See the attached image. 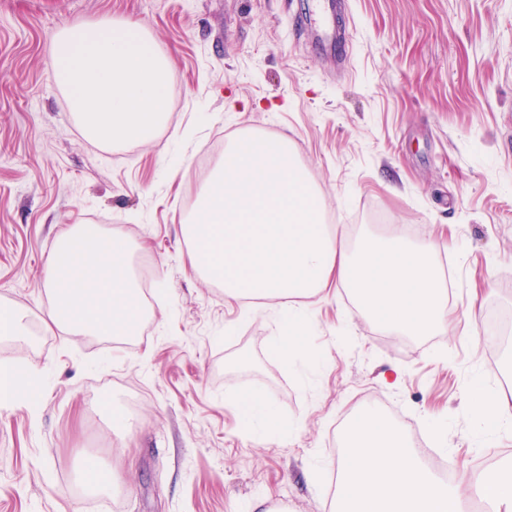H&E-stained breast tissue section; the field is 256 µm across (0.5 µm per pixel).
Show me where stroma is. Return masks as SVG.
Instances as JSON below:
<instances>
[{"instance_id":"obj_1","label":"stroma","mask_w":512,"mask_h":512,"mask_svg":"<svg viewBox=\"0 0 512 512\" xmlns=\"http://www.w3.org/2000/svg\"><path fill=\"white\" fill-rule=\"evenodd\" d=\"M337 69L294 33L313 0H0V306L29 313L0 364L39 372L32 402H0V512H322L350 421L377 408L405 437L446 427L458 472L512 466V431L486 447L466 404L506 353L485 329L512 313V0H336ZM143 25L171 65L170 109L148 144L89 137L48 61L61 26ZM284 138L351 244L397 229L456 262L449 329L403 336L344 286L308 299L317 365L271 346L274 309L243 315L190 265L185 203L221 139ZM119 226L151 270L148 329L129 338L45 330L46 266L63 227ZM481 288L474 316L465 307ZM479 336L473 346L471 336ZM261 393L291 440L263 441L237 401ZM317 465L320 483L307 479ZM113 470L87 492L78 477Z\"/></svg>"}]
</instances>
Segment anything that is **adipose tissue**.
<instances>
[{
	"instance_id": "ef3b65f1",
	"label": "adipose tissue",
	"mask_w": 512,
	"mask_h": 512,
	"mask_svg": "<svg viewBox=\"0 0 512 512\" xmlns=\"http://www.w3.org/2000/svg\"><path fill=\"white\" fill-rule=\"evenodd\" d=\"M59 242L49 259L46 286L51 304L46 327L64 324L84 336L135 335L143 305L129 275L126 241L96 225L78 224L63 230ZM467 403L479 422L512 425V399L489 395L481 380L472 382ZM239 408L246 423H260L261 439L280 440L287 435L275 408L261 394L242 396Z\"/></svg>"
}]
</instances>
